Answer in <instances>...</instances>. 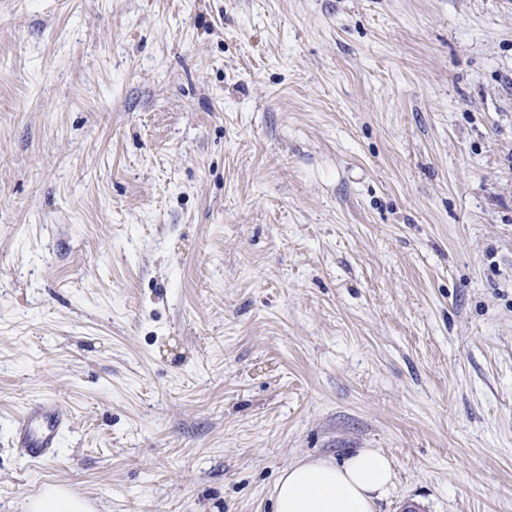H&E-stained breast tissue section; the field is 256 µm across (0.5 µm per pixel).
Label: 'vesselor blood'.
<instances>
[{"label": "vessel or blood", "instance_id": "1", "mask_svg": "<svg viewBox=\"0 0 512 512\" xmlns=\"http://www.w3.org/2000/svg\"><path fill=\"white\" fill-rule=\"evenodd\" d=\"M67 425V415L59 405L44 400L28 408L17 420L13 440L29 460L50 458L56 455L59 436Z\"/></svg>", "mask_w": 512, "mask_h": 512}]
</instances>
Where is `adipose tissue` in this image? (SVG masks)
Listing matches in <instances>:
<instances>
[{"instance_id": "ef3b65f1", "label": "adipose tissue", "mask_w": 512, "mask_h": 512, "mask_svg": "<svg viewBox=\"0 0 512 512\" xmlns=\"http://www.w3.org/2000/svg\"><path fill=\"white\" fill-rule=\"evenodd\" d=\"M393 460L363 448L337 462L326 457L294 462L280 474L274 512H377L395 488ZM24 512H95L94 503L63 484L28 498Z\"/></svg>"}]
</instances>
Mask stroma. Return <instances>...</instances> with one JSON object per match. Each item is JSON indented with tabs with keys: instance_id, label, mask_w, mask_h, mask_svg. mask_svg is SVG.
Returning a JSON list of instances; mask_svg holds the SVG:
<instances>
[{
	"instance_id": "35a3bbf8",
	"label": "stroma",
	"mask_w": 512,
	"mask_h": 512,
	"mask_svg": "<svg viewBox=\"0 0 512 512\" xmlns=\"http://www.w3.org/2000/svg\"><path fill=\"white\" fill-rule=\"evenodd\" d=\"M360 448L378 512H512V0H0V512ZM67 425V415L59 405L44 400L28 408L16 421L13 440L31 461L54 457L59 436ZM95 504L63 484H48L28 498L24 512H95Z\"/></svg>"
}]
</instances>
